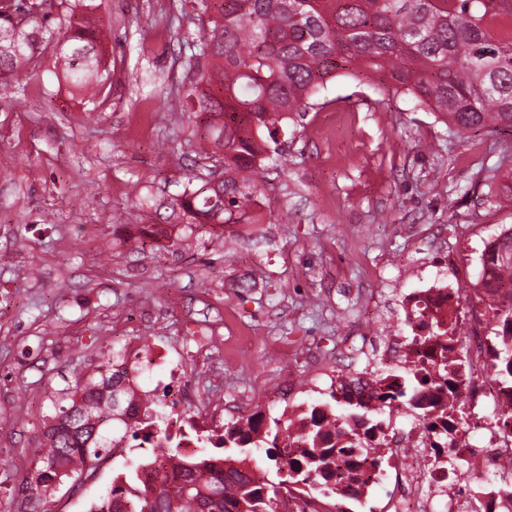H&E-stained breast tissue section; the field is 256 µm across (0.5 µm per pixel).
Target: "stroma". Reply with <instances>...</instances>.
Returning <instances> with one entry per match:
<instances>
[{"mask_svg":"<svg viewBox=\"0 0 512 512\" xmlns=\"http://www.w3.org/2000/svg\"><path fill=\"white\" fill-rule=\"evenodd\" d=\"M112 31L109 98L55 75L0 88V512H84L140 457L117 448L81 484L33 496L29 453L51 397L126 336L195 353L191 383L224 402L291 379L269 418L328 402L311 354L348 373L353 336L404 322L400 298L453 254L512 226V133H461L374 75L339 76L257 174L260 221L202 235L173 211L210 159L181 106L190 0H74ZM172 226L155 238L152 225Z\"/></svg>","mask_w":512,"mask_h":512,"instance_id":"stroma-1","label":"stroma"}]
</instances>
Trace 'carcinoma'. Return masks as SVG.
<instances>
[{
	"label": "carcinoma",
	"mask_w": 512,
	"mask_h": 512,
	"mask_svg": "<svg viewBox=\"0 0 512 512\" xmlns=\"http://www.w3.org/2000/svg\"><path fill=\"white\" fill-rule=\"evenodd\" d=\"M193 9L200 25L182 44L193 71L183 111L204 123L197 149L224 159L222 181L203 180L175 202L187 223L201 229L256 222L255 174L269 153H278L279 127L306 111L340 69L387 76L396 92L462 131L512 129V0H193ZM19 16L27 23L17 33ZM103 40L90 15L64 25L32 0H0V79L30 68L38 51L51 47L72 89L100 85L110 77ZM484 266L489 283L512 278V232L499 238ZM492 313L499 329L487 338L490 368L512 391V304ZM408 341L446 349L459 337L457 329L436 325ZM112 356L102 354L98 371L52 401L34 459L55 479L78 480L88 463L123 441L125 388L112 372ZM429 362L427 369L414 361L403 375L372 371L388 384L371 410L346 392H331L327 426L342 434L353 419L381 415L389 400L415 408L418 391L448 385L445 355ZM290 425L275 419L265 430L275 446L274 479L245 473L252 442L239 435L244 426L229 420L224 446L237 453L183 462L171 479L139 462L112 481L97 512H307L311 500H360L342 470L378 462V449L353 439L319 448L316 430L277 446Z\"/></svg>",
	"instance_id": "1"
}]
</instances>
